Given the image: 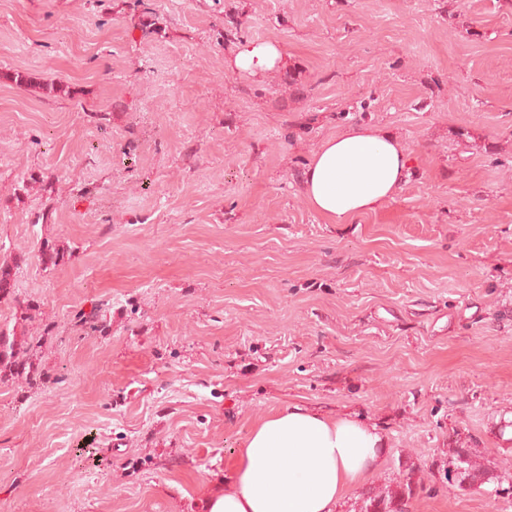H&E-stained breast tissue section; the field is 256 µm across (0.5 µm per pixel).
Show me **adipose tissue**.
<instances>
[{
	"mask_svg": "<svg viewBox=\"0 0 512 512\" xmlns=\"http://www.w3.org/2000/svg\"><path fill=\"white\" fill-rule=\"evenodd\" d=\"M285 62L270 41L242 46L235 71L266 74ZM413 159L395 135L352 126L325 140L303 172L305 199L331 222L376 211L405 183ZM387 439L351 416L329 417L301 405L265 416L243 442L224 484L204 500L205 512H336L344 488L376 470Z\"/></svg>",
	"mask_w": 512,
	"mask_h": 512,
	"instance_id": "adipose-tissue-1",
	"label": "adipose tissue"
}]
</instances>
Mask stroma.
Here are the masks:
<instances>
[{
	"mask_svg": "<svg viewBox=\"0 0 512 512\" xmlns=\"http://www.w3.org/2000/svg\"><path fill=\"white\" fill-rule=\"evenodd\" d=\"M231 19L302 94L231 69ZM358 123L415 164L334 224L302 172ZM4 261L50 379L0 380V512H203L293 404L387 438L338 512L409 460L410 512H512L442 471L512 477V0H0ZM474 448L457 446L448 449V461H445L444 478L463 491L485 490L486 484H494L495 494L507 492L502 488V481L488 464H481ZM496 482V483H495Z\"/></svg>",
	"mask_w": 512,
	"mask_h": 512,
	"instance_id": "1",
	"label": "stroma"
}]
</instances>
